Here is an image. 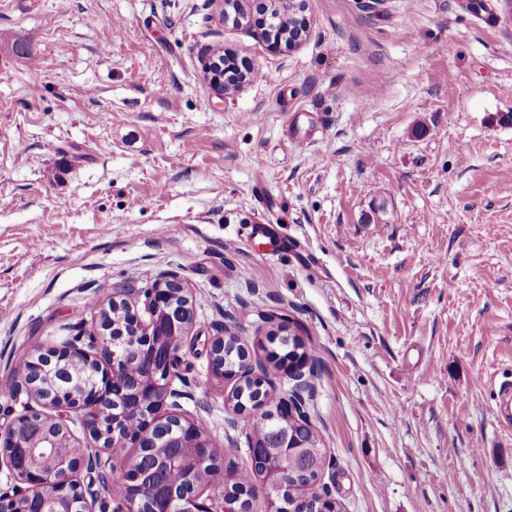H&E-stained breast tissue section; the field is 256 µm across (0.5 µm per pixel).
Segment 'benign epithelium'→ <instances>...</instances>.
I'll list each match as a JSON object with an SVG mask.
<instances>
[{
  "mask_svg": "<svg viewBox=\"0 0 512 512\" xmlns=\"http://www.w3.org/2000/svg\"><path fill=\"white\" fill-rule=\"evenodd\" d=\"M144 298L142 319L136 309ZM128 314L116 323L113 314ZM196 322L192 300L183 282L166 274L151 288H120L100 305L99 324L91 348L45 344L30 352L18 379L47 413L35 408L0 424V446L7 451V464L26 484L18 494H0V512H94L77 479L90 470V458L74 455L72 425L80 422L103 448H138L119 469L129 491L113 500V512H244L231 499L214 494L206 482V470L220 462L200 422L175 414L181 392L174 387L175 361L187 344ZM238 336H216L207 343L213 371L239 378V388L250 390V403L265 401L274 380L265 368L255 371L245 364L242 371H224L220 363L224 348ZM85 364L96 370L98 380L91 390L60 380L56 373L70 364ZM304 393L295 391L279 412L308 425ZM305 443L288 428L280 430L274 447L282 455ZM183 475V483L169 480V471ZM263 492L270 508L276 498L290 497L297 488L292 472L265 464Z\"/></svg>",
  "mask_w": 512,
  "mask_h": 512,
  "instance_id": "benign-epithelium-1",
  "label": "benign epithelium"
}]
</instances>
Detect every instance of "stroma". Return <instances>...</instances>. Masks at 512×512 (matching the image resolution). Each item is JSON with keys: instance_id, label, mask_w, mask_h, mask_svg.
<instances>
[{"instance_id": "1", "label": "stroma", "mask_w": 512, "mask_h": 512, "mask_svg": "<svg viewBox=\"0 0 512 512\" xmlns=\"http://www.w3.org/2000/svg\"><path fill=\"white\" fill-rule=\"evenodd\" d=\"M462 2L303 0L305 39L275 52L214 0H0V387L113 289L173 274L196 310L180 412L224 472L249 429L202 347L229 327L270 364L278 314L315 347L306 411L343 512H512V8ZM216 47L254 67L221 99ZM74 433L100 505L132 451Z\"/></svg>"}]
</instances>
